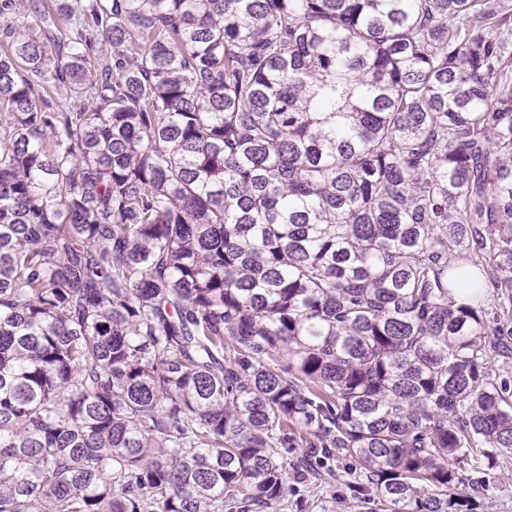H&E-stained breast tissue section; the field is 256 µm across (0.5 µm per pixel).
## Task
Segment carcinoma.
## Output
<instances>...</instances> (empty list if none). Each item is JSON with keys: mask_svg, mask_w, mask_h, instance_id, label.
Returning a JSON list of instances; mask_svg holds the SVG:
<instances>
[{"mask_svg": "<svg viewBox=\"0 0 512 512\" xmlns=\"http://www.w3.org/2000/svg\"><path fill=\"white\" fill-rule=\"evenodd\" d=\"M25 7L0 0V512L270 509L304 447L389 512L483 507L456 490L512 460L501 0Z\"/></svg>", "mask_w": 512, "mask_h": 512, "instance_id": "obj_1", "label": "carcinoma"}]
</instances>
